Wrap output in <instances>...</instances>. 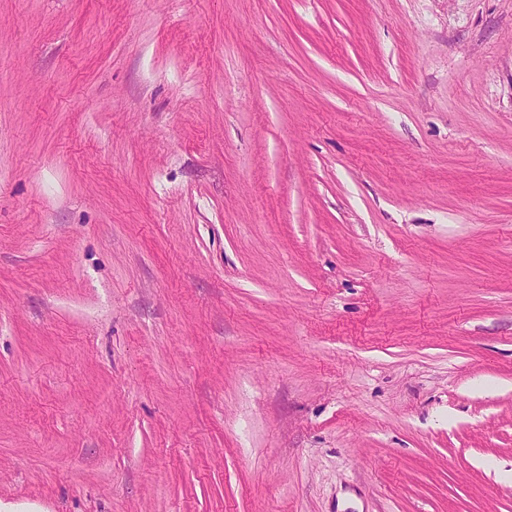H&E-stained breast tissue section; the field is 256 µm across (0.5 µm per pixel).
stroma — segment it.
I'll use <instances>...</instances> for the list:
<instances>
[{
  "instance_id": "stroma-1",
  "label": "stroma",
  "mask_w": 512,
  "mask_h": 512,
  "mask_svg": "<svg viewBox=\"0 0 512 512\" xmlns=\"http://www.w3.org/2000/svg\"><path fill=\"white\" fill-rule=\"evenodd\" d=\"M0 505L512 512V0H0Z\"/></svg>"
}]
</instances>
